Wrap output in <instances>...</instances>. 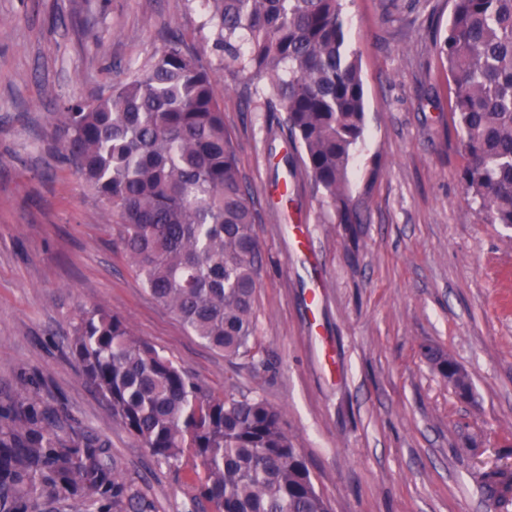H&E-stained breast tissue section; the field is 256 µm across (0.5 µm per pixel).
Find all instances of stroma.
Here are the masks:
<instances>
[{"instance_id": "35a3bbf8", "label": "stroma", "mask_w": 512, "mask_h": 512, "mask_svg": "<svg viewBox=\"0 0 512 512\" xmlns=\"http://www.w3.org/2000/svg\"><path fill=\"white\" fill-rule=\"evenodd\" d=\"M451 12L450 0H344L366 107L350 176L364 198L358 241L330 220L292 146L270 137L273 113L222 94L263 258L256 354L228 357L153 301L108 206L50 137L64 102L108 92L169 32L223 82L198 0H0V406L37 391L107 442L153 512H197L194 474L156 463L69 353L77 316L104 305L215 392L281 408L332 512H500L477 481L512 467V228L464 189L436 52ZM428 345L466 369L472 399L433 370Z\"/></svg>"}]
</instances>
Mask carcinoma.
I'll return each instance as SVG.
<instances>
[{
    "mask_svg": "<svg viewBox=\"0 0 512 512\" xmlns=\"http://www.w3.org/2000/svg\"><path fill=\"white\" fill-rule=\"evenodd\" d=\"M209 4L199 34L224 51V89L247 109L284 113L271 133L299 150L336 223L357 238L362 199L349 172L366 112L343 0ZM436 49L454 86L466 191L490 223L512 228V0H452ZM55 137L111 210L150 297L210 348L253 354L259 212L216 81L184 38L169 36L110 92L68 103ZM69 347L84 380L157 463H199L196 499L210 512H331L279 408L215 393L102 305L81 312ZM426 354L439 374L448 371V354ZM58 428L63 421L36 392L0 410V512H151L106 442ZM480 489L508 509L512 469L489 468Z\"/></svg>",
    "mask_w": 512,
    "mask_h": 512,
    "instance_id": "1",
    "label": "carcinoma"
}]
</instances>
